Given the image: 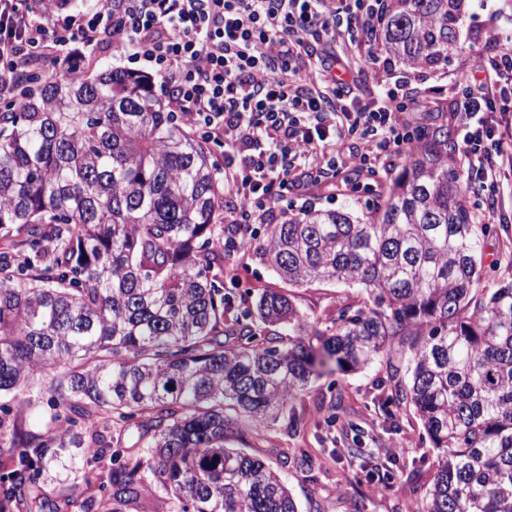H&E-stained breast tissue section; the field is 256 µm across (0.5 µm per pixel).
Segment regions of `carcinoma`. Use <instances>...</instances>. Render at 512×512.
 I'll return each mask as SVG.
<instances>
[{
	"instance_id": "obj_1",
	"label": "carcinoma",
	"mask_w": 512,
	"mask_h": 512,
	"mask_svg": "<svg viewBox=\"0 0 512 512\" xmlns=\"http://www.w3.org/2000/svg\"><path fill=\"white\" fill-rule=\"evenodd\" d=\"M464 0H393L388 56L446 65ZM449 126L423 127L401 175L378 185L366 221L304 209L253 229L260 261L292 286L337 283L363 297L330 326L272 288L224 287L247 244L221 223L206 142L156 89L112 70L25 84L0 114V395L48 369L50 421L9 430L0 404V512L39 498L42 464L90 434L86 463L112 458L107 497L123 512L152 493L166 512H298L280 474L242 448L268 421L305 426L294 402L313 376L361 371L400 348L378 406L413 412L437 464L409 512H512V283L482 288L490 224L459 200ZM341 400L317 403L331 426ZM136 427L130 446L112 428ZM366 479L390 469L357 448Z\"/></svg>"
}]
</instances>
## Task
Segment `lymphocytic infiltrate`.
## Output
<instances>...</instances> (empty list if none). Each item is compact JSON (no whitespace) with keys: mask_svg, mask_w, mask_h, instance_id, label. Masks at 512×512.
I'll list each match as a JSON object with an SVG mask.
<instances>
[{"mask_svg":"<svg viewBox=\"0 0 512 512\" xmlns=\"http://www.w3.org/2000/svg\"><path fill=\"white\" fill-rule=\"evenodd\" d=\"M390 0H110L93 13L57 16L56 0H0V93L19 101L30 69H57L72 43L105 41L145 61L168 94L170 111L224 149V212L233 224H261L288 198L290 158L305 156L315 185L339 176L344 153L372 172L383 157L414 144L413 113L425 101L403 80L361 101L352 89L378 61L369 52L352 81L330 53L336 38L376 35ZM316 59L317 78L303 67ZM451 114L467 187L478 188L484 217L501 216L512 179V49L471 60Z\"/></svg>","mask_w":512,"mask_h":512,"instance_id":"1","label":"lymphocytic infiltrate"}]
</instances>
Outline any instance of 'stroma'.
Instances as JSON below:
<instances>
[{
  "label": "stroma",
  "mask_w": 512,
  "mask_h": 512,
  "mask_svg": "<svg viewBox=\"0 0 512 512\" xmlns=\"http://www.w3.org/2000/svg\"><path fill=\"white\" fill-rule=\"evenodd\" d=\"M503 17L512 16V0H466V11L459 27V40L464 49L444 67L435 70L397 67V75L421 84L457 80L467 74L471 54L481 49L487 38H506L511 30L495 28L489 20L491 11ZM74 53L82 57V67L87 73H98L112 67L149 74L144 62L131 60L120 45L103 43L92 50L82 44H72ZM297 186L288 194L287 204L273 206L269 221L280 224L302 211L304 205L318 208L351 206L354 216H367L372 195L366 189L352 195L332 194L307 185L304 178H297ZM512 254V223L497 230L485 245V276L482 287L495 288L512 281V265L504 263V256ZM239 279V289L273 288L290 294L297 307L307 315L326 319L335 313L345 300L360 297L358 288L334 284H313L295 288L282 281L270 268L262 264L255 252L234 256L226 264ZM387 377L385 363L378 362L370 368L347 375L327 374L314 380L308 392L297 401V411L303 412L307 426L301 434H293L286 421L265 426L259 437L250 439L248 447L263 457L286 480L300 512H407L410 503L422 497L433 470L427 465L421 476H414L413 460L420 454L435 458L426 433L412 412H397L386 418L377 407L382 386ZM340 392L345 410V420L336 425H326L313 406L314 400L329 391ZM378 449L394 457L393 476L385 481L367 482L361 471L359 459L337 456V449L353 447ZM308 451L314 458L312 470H300L289 465L288 460L300 451ZM84 451L70 447L63 449L58 460L48 464L41 480L40 502L42 512H56L58 493L69 488L77 499L88 494L100 493L112 468L110 458H102L94 468L83 465Z\"/></svg>",
  "instance_id": "35a3bbf8"
}]
</instances>
